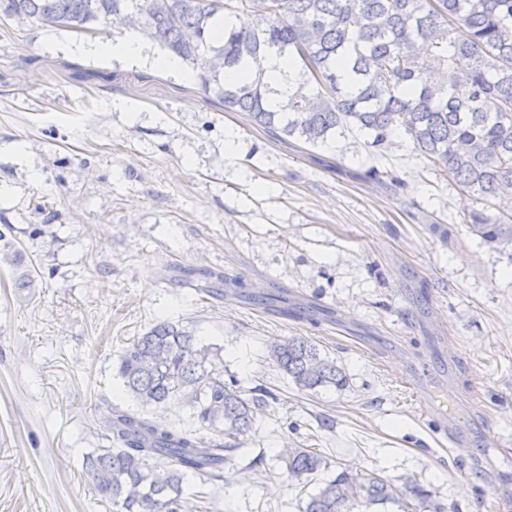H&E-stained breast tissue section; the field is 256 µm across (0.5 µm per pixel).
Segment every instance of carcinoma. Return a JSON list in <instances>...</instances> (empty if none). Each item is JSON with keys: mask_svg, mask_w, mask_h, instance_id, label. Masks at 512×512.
<instances>
[{"mask_svg": "<svg viewBox=\"0 0 512 512\" xmlns=\"http://www.w3.org/2000/svg\"><path fill=\"white\" fill-rule=\"evenodd\" d=\"M223 14L235 23L219 28ZM119 17L198 71L204 93L274 136L311 146L346 130L384 149L402 132L444 177L486 201L512 190V0H0V20L56 19L79 31ZM295 62L287 98L250 65L269 54ZM457 74L445 87L441 70ZM465 223L481 239L512 249V212L476 210ZM272 360L303 389L346 379L317 346L291 337L270 346ZM124 391L159 406L180 394L215 437L161 428L114 408L107 423L117 448L84 458L87 481L115 512H186L183 481L224 479V463L254 430L259 397L224 383L218 352L191 332L159 322L118 356ZM166 461L164 473L154 463ZM292 479L324 465L306 448H287ZM419 485L375 473H342L311 494L302 512H364L396 504L427 512Z\"/></svg>", "mask_w": 512, "mask_h": 512, "instance_id": "carcinoma-1", "label": "carcinoma"}]
</instances>
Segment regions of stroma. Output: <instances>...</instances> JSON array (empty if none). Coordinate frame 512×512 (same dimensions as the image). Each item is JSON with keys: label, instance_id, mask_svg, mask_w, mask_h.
I'll list each match as a JSON object with an SVG mask.
<instances>
[{"label": "stroma", "instance_id": "1", "mask_svg": "<svg viewBox=\"0 0 512 512\" xmlns=\"http://www.w3.org/2000/svg\"><path fill=\"white\" fill-rule=\"evenodd\" d=\"M122 35L0 21V512H110L82 474L109 407L198 430L184 396L143 407L117 375L161 321L215 347L226 382L277 397L210 512H299L343 471L415 479L442 512H512V253L463 222L496 206L405 135L380 151L355 131L277 140L199 82L88 49ZM212 272L245 297L198 293ZM291 337L346 385L296 386L268 356ZM288 446L325 469L291 481Z\"/></svg>", "mask_w": 512, "mask_h": 512}]
</instances>
